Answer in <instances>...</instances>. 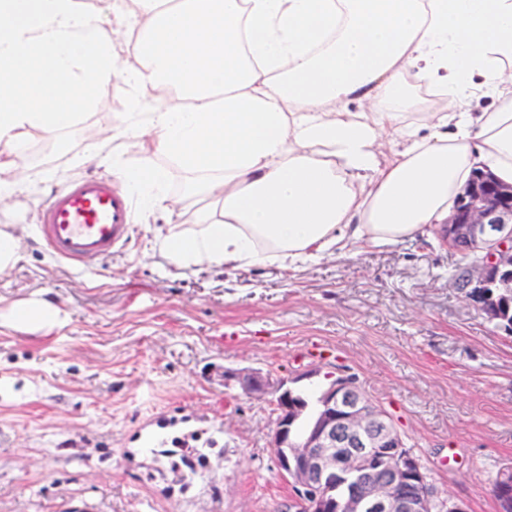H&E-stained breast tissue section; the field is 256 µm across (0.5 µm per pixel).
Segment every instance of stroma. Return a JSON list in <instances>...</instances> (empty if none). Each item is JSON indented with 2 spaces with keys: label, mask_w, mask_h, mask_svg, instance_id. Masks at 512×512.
Returning <instances> with one entry per match:
<instances>
[{
  "label": "stroma",
  "mask_w": 512,
  "mask_h": 512,
  "mask_svg": "<svg viewBox=\"0 0 512 512\" xmlns=\"http://www.w3.org/2000/svg\"><path fill=\"white\" fill-rule=\"evenodd\" d=\"M94 97L77 126L29 142L0 173L20 185L0 200V229L19 252L0 268V512H290L270 448L276 406L225 380L244 367L316 388L338 370L357 375L439 492L499 512L494 483L512 470V333L457 288L448 270L465 258L439 227L288 271L175 265L161 246L169 225L195 233L199 210L221 207L188 192L192 173L166 156L113 139L122 81ZM89 127L126 167L167 171L177 208L134 210L128 242L77 270L41 245L37 222L59 186L48 173L111 177L72 165ZM31 301L58 308L62 324L13 325L11 310ZM187 431L188 447L209 451L196 476L152 471V449Z\"/></svg>",
  "instance_id": "35a3bbf8"
}]
</instances>
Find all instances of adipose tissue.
Listing matches in <instances>:
<instances>
[{"label":"adipose tissue","mask_w":512,"mask_h":512,"mask_svg":"<svg viewBox=\"0 0 512 512\" xmlns=\"http://www.w3.org/2000/svg\"><path fill=\"white\" fill-rule=\"evenodd\" d=\"M118 2L104 20L84 0H0V169L122 80L114 138H147L221 203L197 234L169 226L176 264L294 269L425 236L476 173L512 185V0ZM111 165L144 216L167 208L166 171Z\"/></svg>","instance_id":"ef3b65f1"}]
</instances>
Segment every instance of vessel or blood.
I'll list each match as a JSON object with an SVG mask.
<instances>
[{
  "label": "vessel or blood",
  "instance_id": "1",
  "mask_svg": "<svg viewBox=\"0 0 512 512\" xmlns=\"http://www.w3.org/2000/svg\"><path fill=\"white\" fill-rule=\"evenodd\" d=\"M131 216L129 195L111 182L67 177L42 209L37 232L56 259L79 269L127 241Z\"/></svg>",
  "mask_w": 512,
  "mask_h": 512
}]
</instances>
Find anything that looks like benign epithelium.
I'll list each match as a JSON object with an SVG mask.
<instances>
[{
    "label": "benign epithelium",
    "mask_w": 512,
    "mask_h": 512,
    "mask_svg": "<svg viewBox=\"0 0 512 512\" xmlns=\"http://www.w3.org/2000/svg\"><path fill=\"white\" fill-rule=\"evenodd\" d=\"M442 234L450 247L476 254L459 288L490 320L500 321L499 298L512 296V185L475 176ZM233 378L246 395L273 398L278 414L271 448L300 512H466L433 487L389 414L353 375L341 374L322 388V411L302 438L293 424L303 407L287 379L249 368ZM347 475L359 480L341 498L330 495ZM494 492L505 509L512 508L511 471Z\"/></svg>",
    "instance_id": "7a95c632"
}]
</instances>
